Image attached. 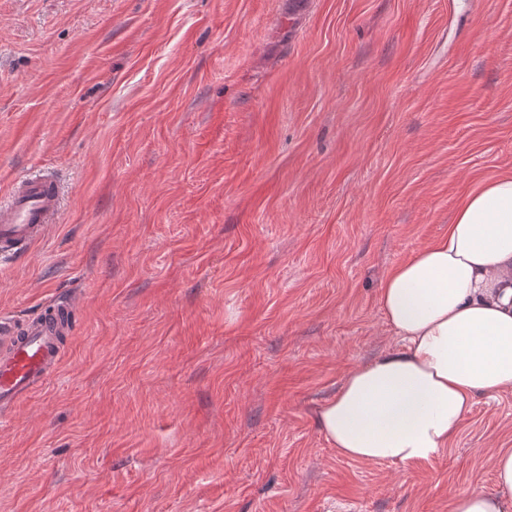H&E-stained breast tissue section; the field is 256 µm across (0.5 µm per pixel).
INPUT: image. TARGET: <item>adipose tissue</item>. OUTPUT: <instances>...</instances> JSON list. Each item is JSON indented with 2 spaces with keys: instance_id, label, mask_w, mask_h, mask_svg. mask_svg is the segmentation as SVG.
<instances>
[{
  "instance_id": "obj_1",
  "label": "adipose tissue",
  "mask_w": 512,
  "mask_h": 512,
  "mask_svg": "<svg viewBox=\"0 0 512 512\" xmlns=\"http://www.w3.org/2000/svg\"><path fill=\"white\" fill-rule=\"evenodd\" d=\"M379 302L399 347L349 370L317 425L346 459L428 461L478 396L512 391V174L468 192L447 235L388 273ZM494 474L497 493L458 492L448 512H512V448Z\"/></svg>"
}]
</instances>
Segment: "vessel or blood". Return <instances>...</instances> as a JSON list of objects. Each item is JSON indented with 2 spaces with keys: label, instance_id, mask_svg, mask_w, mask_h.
Instances as JSON below:
<instances>
[{
  "label": "vessel or blood",
  "instance_id": "b4317fda",
  "mask_svg": "<svg viewBox=\"0 0 512 512\" xmlns=\"http://www.w3.org/2000/svg\"><path fill=\"white\" fill-rule=\"evenodd\" d=\"M59 190L55 180L36 172L13 180L0 201V257L29 250L55 223ZM73 299H61L28 319L0 315V417L18 401L41 389L60 366V312L72 311Z\"/></svg>",
  "mask_w": 512,
  "mask_h": 512
}]
</instances>
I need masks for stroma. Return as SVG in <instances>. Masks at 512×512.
<instances>
[{
  "instance_id": "stroma-1",
  "label": "stroma",
  "mask_w": 512,
  "mask_h": 512,
  "mask_svg": "<svg viewBox=\"0 0 512 512\" xmlns=\"http://www.w3.org/2000/svg\"><path fill=\"white\" fill-rule=\"evenodd\" d=\"M59 220L0 311L73 297L59 369L0 420V512H448L495 492L512 392L440 456L320 433L398 343L379 304L512 173V0H0V195Z\"/></svg>"
}]
</instances>
